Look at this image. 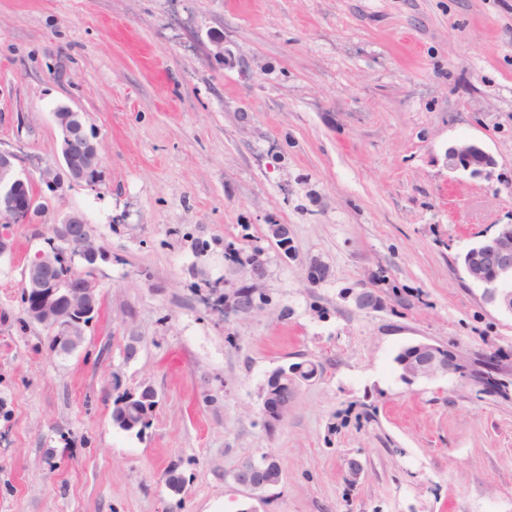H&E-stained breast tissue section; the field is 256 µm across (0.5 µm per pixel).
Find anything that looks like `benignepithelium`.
Here are the masks:
<instances>
[{
	"label": "benign epithelium",
	"instance_id": "1",
	"mask_svg": "<svg viewBox=\"0 0 512 512\" xmlns=\"http://www.w3.org/2000/svg\"><path fill=\"white\" fill-rule=\"evenodd\" d=\"M61 136V154L69 178L92 182L97 176V146L85 130L81 114L66 105L53 112ZM16 154L0 149V224H40L44 209L39 189L17 169ZM449 167L475 172L494 165V158L480 144L464 143L449 154ZM38 250L23 270L22 294L30 312V321L50 337L56 352L72 353L83 336L99 318L96 263L108 259L105 249L95 245L88 220L72 213L51 227ZM467 275L483 285L482 298L512 314V224H502L483 242L470 248L463 259ZM265 294L259 288L238 290L224 295V312L250 313L260 308ZM407 381L458 373L457 362L448 351L433 343L420 341L405 347L398 360ZM313 366L297 367L268 376L262 412L266 421H279L291 406L297 388L314 378ZM257 461L248 459L235 474V483L251 494L263 492L280 483L281 476L266 479L256 476Z\"/></svg>",
	"mask_w": 512,
	"mask_h": 512
}]
</instances>
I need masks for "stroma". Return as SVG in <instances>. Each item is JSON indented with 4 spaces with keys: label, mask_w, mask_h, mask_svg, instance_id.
<instances>
[{
    "label": "stroma",
    "mask_w": 512,
    "mask_h": 512,
    "mask_svg": "<svg viewBox=\"0 0 512 512\" xmlns=\"http://www.w3.org/2000/svg\"><path fill=\"white\" fill-rule=\"evenodd\" d=\"M59 104L95 186L66 174ZM466 141L494 167L449 169ZM0 148L47 204L0 257V512H512V314L461 264L512 224V0H0ZM69 212L112 258L60 355L21 277ZM211 287L268 300L224 320ZM417 341L464 376L403 380ZM305 361L267 426L268 375ZM116 377L157 394L143 435L112 424ZM270 452L259 503L233 474ZM53 116L60 132L61 154L69 178L93 183L98 172V150L85 130L83 117L66 105H59Z\"/></svg>",
    "instance_id": "35a3bbf8"
}]
</instances>
